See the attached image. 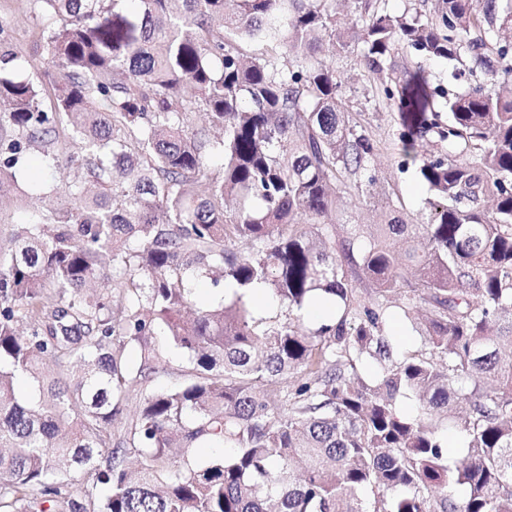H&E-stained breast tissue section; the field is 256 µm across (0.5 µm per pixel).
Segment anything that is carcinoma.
<instances>
[{
	"mask_svg": "<svg viewBox=\"0 0 512 512\" xmlns=\"http://www.w3.org/2000/svg\"><path fill=\"white\" fill-rule=\"evenodd\" d=\"M32 2L60 72L0 70V197L62 136L68 203L0 246V512H512V0H352L348 22L330 0ZM401 45L471 81L375 87L427 222L339 238L379 146L319 54L380 75ZM427 134L445 156L418 158ZM202 278L232 297L194 306ZM256 286L286 321L253 316ZM316 300L336 311L306 329ZM398 310L420 315L413 349L385 331ZM159 332L190 364L170 389ZM213 443L232 451L195 458ZM441 0H386L387 9L397 15L412 13L415 10L433 13L438 9Z\"/></svg>",
	"mask_w": 512,
	"mask_h": 512,
	"instance_id": "cac0c4a2",
	"label": "carcinoma"
}]
</instances>
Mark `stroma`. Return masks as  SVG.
I'll return each instance as SVG.
<instances>
[{
  "instance_id": "stroma-1",
  "label": "stroma",
  "mask_w": 512,
  "mask_h": 512,
  "mask_svg": "<svg viewBox=\"0 0 512 512\" xmlns=\"http://www.w3.org/2000/svg\"><path fill=\"white\" fill-rule=\"evenodd\" d=\"M42 22L37 21L30 0H0V48L15 53L7 66L15 78L26 79L34 72L57 73L58 68L45 58L39 47ZM326 63L335 65L344 84L350 112L362 123L366 132L381 143L375 167L384 192L362 200H347L335 217L339 224H382L397 216L410 224L422 223L427 214L426 187L419 181L414 168L401 165L397 149L399 124L397 106L387 100H368L372 86L378 80L370 73L360 55L354 52L343 58L323 53ZM398 76L423 72L432 84L448 86L450 91H464L465 82L448 80V64L443 60L422 58L412 49H401L392 58ZM64 159L47 165L39 153H31L16 173V184L0 200V240L9 238L14 225L29 222L35 210L44 206L60 207L64 196L54 187L66 177Z\"/></svg>"
}]
</instances>
